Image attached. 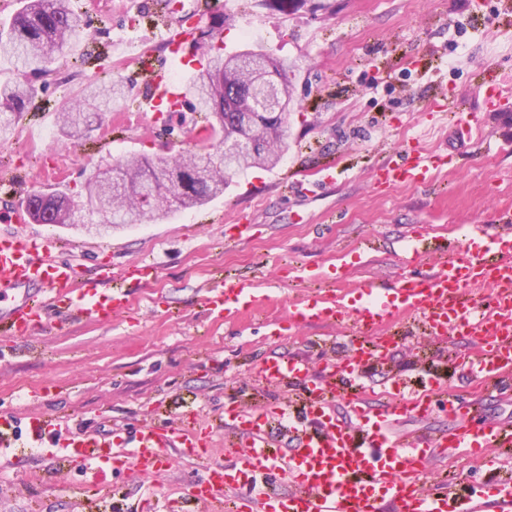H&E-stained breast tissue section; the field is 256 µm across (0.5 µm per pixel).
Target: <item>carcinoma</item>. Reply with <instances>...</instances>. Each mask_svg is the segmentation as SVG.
Masks as SVG:
<instances>
[{"mask_svg":"<svg viewBox=\"0 0 512 512\" xmlns=\"http://www.w3.org/2000/svg\"><path fill=\"white\" fill-rule=\"evenodd\" d=\"M81 24L82 13L74 8L71 0H27L7 27L0 28V48L11 55L15 70L22 76L18 81L0 82L1 141L11 137L13 118L33 99L34 80L49 72L54 54L78 34ZM200 48L207 62L184 90L185 104L194 114L190 145L154 158L134 155L116 162L130 188L127 195L112 200V223L116 225L133 223L135 215L153 221L174 210L202 206L224 193L232 174L263 166L259 162L263 156L283 157L287 130L280 124L258 145L257 160L241 162L232 173L224 170L221 144L236 126L237 115L246 108L261 74L250 65L228 73L223 48L207 41L200 43ZM124 88L123 81L107 78L88 91L85 101L62 112V129L76 133L88 128L90 113L84 103L105 112L123 96ZM147 180L153 181L157 192L151 203L135 191L139 183ZM99 194V174L96 173L86 181L83 200L78 203L64 194L34 192L28 197L27 207L37 223L63 225L72 208L80 204L92 206Z\"/></svg>","mask_w":512,"mask_h":512,"instance_id":"1","label":"carcinoma"}]
</instances>
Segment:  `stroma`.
<instances>
[{
	"label": "stroma",
	"mask_w": 512,
	"mask_h": 512,
	"mask_svg": "<svg viewBox=\"0 0 512 512\" xmlns=\"http://www.w3.org/2000/svg\"><path fill=\"white\" fill-rule=\"evenodd\" d=\"M146 0H79L82 28L37 82V97L0 142V181L20 198L36 191L70 197L104 163L136 154L166 152L187 140V128H163L145 112L140 93L149 69L177 72L186 85L194 66L174 59L170 30L155 22ZM143 39L134 53L121 40L130 17ZM225 17V51L260 46L290 66L292 96L288 150L271 170L236 175L223 195L199 209L89 236L52 224L29 223L27 235L58 246L83 273L110 264L120 273L156 262L158 275L133 293L129 310L109 325L89 319L58 323L47 316L29 336L0 335V417L13 419L17 439L0 447V512H143L145 497L163 512H214L189 498L188 485L204 465L167 449L170 466L155 476L133 466L109 470L105 486L62 453L30 449L29 417L49 419L45 440L70 426L89 434L130 440L138 425L187 421L212 429L211 462L224 460V410L286 407L301 427L313 429L305 411L309 387L321 369L340 364L363 337L342 325L288 328L289 305L304 293L359 292L416 271L431 272L466 242L469 225L512 238V0H336L329 16L306 10L281 14L262 0H222L203 16ZM255 28L245 36V28ZM120 76L126 100L95 117L82 137L64 135L57 116L90 84ZM496 77L503 98L486 109L482 94ZM443 87L450 111L432 106ZM476 122L478 140L465 144L457 124ZM419 147L446 165L426 186L377 187L375 168ZM333 182L293 197V179ZM416 241L420 260L406 265L405 246ZM248 280L267 294L266 304L234 321L210 316L204 291L218 280ZM388 345L383 359L368 361L353 377L336 375V417L354 425L346 406L357 384L379 402L393 382L414 391L438 383L433 413L399 420L401 434L449 429L444 397L482 399L485 418L512 422V375L485 382L460 365L466 342L430 335L413 319L378 331ZM301 358L306 382L273 387L254 369L265 358ZM512 481V447H492L479 460L465 449L431 461L418 483L430 491L448 484L458 507L478 498L492 504L491 487Z\"/></svg>",
	"instance_id": "stroma-1"
}]
</instances>
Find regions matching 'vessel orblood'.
<instances>
[{"label": "vessel or blood", "instance_id": "vessel-or-blood-1", "mask_svg": "<svg viewBox=\"0 0 512 512\" xmlns=\"http://www.w3.org/2000/svg\"><path fill=\"white\" fill-rule=\"evenodd\" d=\"M195 13L177 14L164 9L163 26L178 25L171 47L180 51L189 41V27ZM158 93L148 98L149 111L173 114L182 111V95L168 86L165 73L151 72L148 78ZM440 159L412 148L400 159L380 165L374 173L378 186L422 185L430 181ZM29 212L15 203L0 208V220L16 224L13 232L0 233V333L28 336L41 324L46 309L65 319L88 318L111 323L131 304L130 289L111 288L109 266L97 270V282H81V272L72 260L52 256L32 237L19 232ZM469 244L449 256L447 263L431 275H403L386 288L368 285L363 298L349 303L325 294L304 295L292 302L289 322H345L363 333L366 340L346 371L355 372L358 361L378 356L386 341L377 337L383 325L411 315L423 321L431 333L473 339L476 350L463 358L470 373L497 377L512 371V254L501 250V242L488 238L483 225H471ZM259 298L247 281L219 282L211 287L206 305L211 315L236 318L254 310ZM256 374L268 385L283 380L305 381L309 368L304 360L272 358L261 361ZM331 387H313L307 397V411L320 426L309 432L297 428L286 408L272 406L262 411L240 407L226 409L224 423L236 431L248 432L246 443L229 441L225 451L232 464H212L208 458L213 445L212 431L198 430L194 423L175 428L161 423L142 424L131 440L129 451H117L111 435L86 437L73 431L66 444L70 461L88 469L92 485H101L107 466L133 462L138 471L160 470L167 462L165 449H178L181 457L205 462L206 467L190 486L192 497L202 501H232L233 512H382L385 501H393L399 512H455L447 487L424 493L416 479L429 459L447 455L449 449L464 448L475 457L484 456L489 444L512 446V427L502 423L472 426L476 415L472 404L448 400L446 408L459 425L437 436H401L388 426L401 416L424 417L433 406L431 391L411 392L396 383L388 390V403L381 410L368 407L363 393L348 401L355 427L338 422L329 408ZM287 425L297 432L299 444L288 454L274 451L268 434L270 423ZM363 447H356L355 436ZM278 470L282 481L295 487L284 495L272 484L260 481V474Z\"/></svg>", "mask_w": 512, "mask_h": 512}]
</instances>
